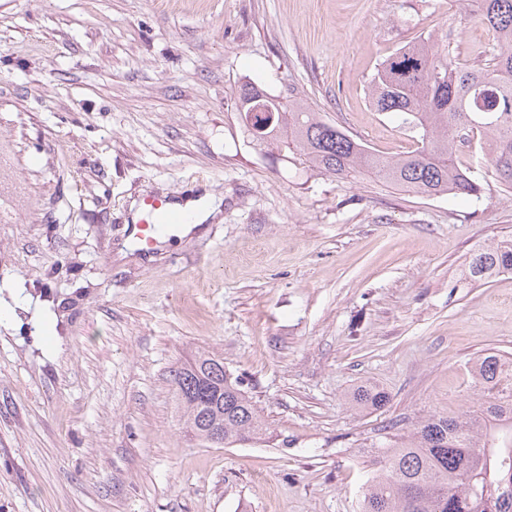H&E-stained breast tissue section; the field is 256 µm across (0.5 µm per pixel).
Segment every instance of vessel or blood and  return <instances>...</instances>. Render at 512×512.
I'll return each instance as SVG.
<instances>
[{"label": "vessel or blood", "mask_w": 512, "mask_h": 512, "mask_svg": "<svg viewBox=\"0 0 512 512\" xmlns=\"http://www.w3.org/2000/svg\"><path fill=\"white\" fill-rule=\"evenodd\" d=\"M190 220L189 211L178 206L174 198L152 195L144 199L143 215L137 223L128 225L127 234L148 256L162 246L170 231Z\"/></svg>", "instance_id": "obj_1"}]
</instances>
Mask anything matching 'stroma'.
I'll return each instance as SVG.
<instances>
[{
	"label": "stroma",
	"instance_id": "35a3bbf8",
	"mask_svg": "<svg viewBox=\"0 0 512 512\" xmlns=\"http://www.w3.org/2000/svg\"><path fill=\"white\" fill-rule=\"evenodd\" d=\"M447 24L449 0H0V512H357L365 446L476 404L473 358L512 355V274L456 287L512 237V193L339 180L261 151L243 80L300 91L371 149H414L366 87ZM186 190L218 212L151 259L117 261L132 201ZM50 321L52 337L35 324ZM208 351L268 427L215 447L171 371ZM384 389L357 411L356 387ZM349 401L352 407L359 410L379 409L388 403L389 396L375 386L361 385L350 393Z\"/></svg>",
	"mask_w": 512,
	"mask_h": 512
}]
</instances>
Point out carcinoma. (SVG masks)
Returning <instances> with one entry per match:
<instances>
[{
    "label": "carcinoma",
    "instance_id": "cac0c4a2",
    "mask_svg": "<svg viewBox=\"0 0 512 512\" xmlns=\"http://www.w3.org/2000/svg\"><path fill=\"white\" fill-rule=\"evenodd\" d=\"M464 17L491 28L496 41L476 61L457 54L448 25L418 37L387 56L369 86L368 100L397 115L415 148L387 157L339 126L321 119L295 89L280 99L252 83L241 86L237 106L244 133L268 154L291 153L318 172L347 180L371 175L383 183L428 196L480 197L483 186L462 165L460 147L477 138L504 191H512V0H456ZM512 274V239L471 254L467 283ZM174 371L183 395L186 428L207 441V430L224 425V444L260 439L267 426L224 359L202 352ZM479 388L476 407L455 417L429 415L404 434L371 446L359 512H512V359L487 351L471 362ZM352 407L379 409L388 394L361 385Z\"/></svg>",
    "mask_w": 512,
    "mask_h": 512
}]
</instances>
